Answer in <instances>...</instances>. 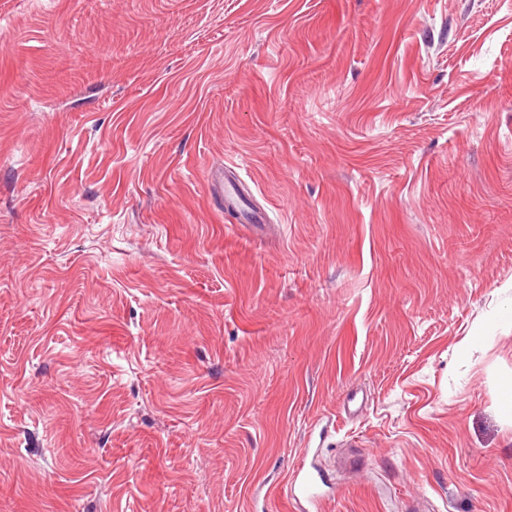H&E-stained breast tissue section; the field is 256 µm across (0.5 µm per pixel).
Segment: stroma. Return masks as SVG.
Wrapping results in <instances>:
<instances>
[{
  "label": "stroma",
  "mask_w": 512,
  "mask_h": 512,
  "mask_svg": "<svg viewBox=\"0 0 512 512\" xmlns=\"http://www.w3.org/2000/svg\"><path fill=\"white\" fill-rule=\"evenodd\" d=\"M508 378L512 0H0V512H512ZM232 169L233 167L225 165L224 171L210 173L207 180L210 190L219 191L221 198L224 199V209L235 213L236 224L263 222L261 216L250 206L248 199L240 193L236 180L227 176L233 172ZM288 491L292 498L296 499L298 495H301L315 508V511L320 510L319 494L316 492V484L311 475L302 474L301 471H293L287 478L284 487V493L287 497Z\"/></svg>",
  "instance_id": "35a3bbf8"
}]
</instances>
